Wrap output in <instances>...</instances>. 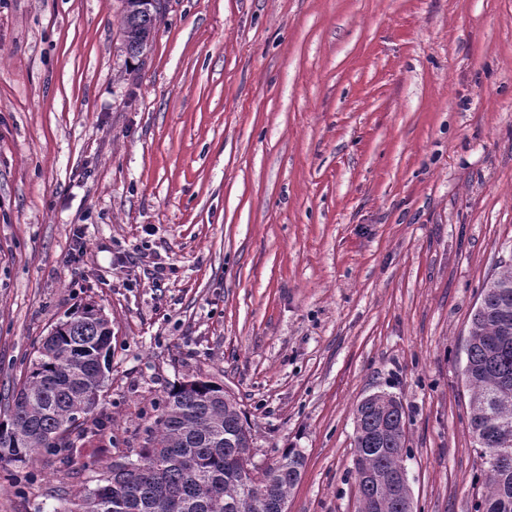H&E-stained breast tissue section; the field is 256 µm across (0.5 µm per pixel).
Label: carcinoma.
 I'll return each mask as SVG.
<instances>
[{
    "mask_svg": "<svg viewBox=\"0 0 512 512\" xmlns=\"http://www.w3.org/2000/svg\"><path fill=\"white\" fill-rule=\"evenodd\" d=\"M119 29L126 51L140 55L161 14L122 0ZM112 354V321L87 304L58 323L12 391L8 419L0 420V465L25 468L21 484L51 460L59 472L72 463L74 440L103 435L112 415L93 414ZM463 375L471 391L469 425L481 459L472 512H512V262L485 285L464 346ZM353 470L357 512H412L405 487L391 479L407 456L406 416L386 392L365 397L354 416ZM305 455L289 448L273 465L254 462V435L241 404L224 385L203 378L165 391L143 448L97 477L92 488H61L54 512H279L300 483Z\"/></svg>",
    "mask_w": 512,
    "mask_h": 512,
    "instance_id": "1",
    "label": "carcinoma"
}]
</instances>
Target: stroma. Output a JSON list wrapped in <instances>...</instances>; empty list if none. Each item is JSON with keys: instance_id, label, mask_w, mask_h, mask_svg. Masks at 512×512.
Listing matches in <instances>:
<instances>
[{"instance_id": "obj_1", "label": "stroma", "mask_w": 512, "mask_h": 512, "mask_svg": "<svg viewBox=\"0 0 512 512\" xmlns=\"http://www.w3.org/2000/svg\"><path fill=\"white\" fill-rule=\"evenodd\" d=\"M121 7L0 0V398L95 304L118 446L21 494L0 468V512L92 486L200 375L257 465L303 450L288 512H356L378 391L406 412L413 512H471L463 346L512 260V0H167L135 58Z\"/></svg>"}]
</instances>
